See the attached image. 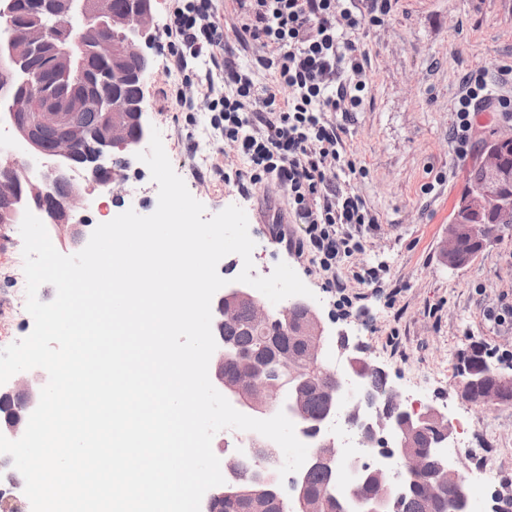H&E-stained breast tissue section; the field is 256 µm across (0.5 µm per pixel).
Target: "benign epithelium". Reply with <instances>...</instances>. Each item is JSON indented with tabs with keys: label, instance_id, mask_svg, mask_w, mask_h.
Returning a JSON list of instances; mask_svg holds the SVG:
<instances>
[{
	"label": "benign epithelium",
	"instance_id": "1",
	"mask_svg": "<svg viewBox=\"0 0 512 512\" xmlns=\"http://www.w3.org/2000/svg\"><path fill=\"white\" fill-rule=\"evenodd\" d=\"M153 2L132 0L130 12L116 14L112 0H42L21 23L13 20L10 6H0L4 31L0 40L1 81L13 82L30 53L41 48L65 60L68 69L78 74L84 72L91 53L111 62L114 88L109 102L66 80L51 92L38 76L25 74L24 90L9 98L12 128L32 154L47 158L49 164L41 179L29 178L15 158L0 167L1 224L18 223L19 204L25 200L44 214L45 226L61 240L76 249L84 248L88 221L74 223L72 219L85 206L86 196L80 184L70 177V171L79 168L95 186L110 191L118 174L113 166L114 152L134 155L149 135L144 93L129 98L123 88L132 80L143 88L151 73L148 49L154 38ZM76 13L83 15L85 26L104 28L107 34L87 43L86 30L70 23L71 15ZM88 108L94 110L91 124L81 118V111ZM499 145H512V132H498L481 157L484 180L465 202L471 211H512V197L504 192L505 184L512 183V169L503 166ZM460 238L461 230H448L443 255L450 265L460 260ZM243 304L249 307L254 324L273 321L272 312L249 285L233 281L225 285L214 300L212 333L217 349L211 357L209 373L214 385L243 414L268 419L282 410L294 425L312 434V458L326 467L327 482L320 495H309L307 476L311 467L303 469L292 480L289 501L293 512H321L325 503L336 505V512H394L416 479L429 484L425 512H441V503L451 487L456 489L451 497L454 512H466L467 495L460 488L456 472L444 461L443 448L448 445L450 430L437 409L415 412L403 403L401 391L389 384L384 385L379 397L370 393L366 378L382 369L363 356L360 348L347 344L349 337L343 332L336 338L346 341L340 348L344 366L323 367L322 350L330 339L327 323L321 312L301 297L288 300L280 315L285 319L290 312L300 315L287 334L303 342L302 357L273 341L263 356L236 352L224 343V324L236 320ZM230 360L236 368L226 377L224 365ZM313 377L319 379L324 409L311 424L304 380ZM486 377V362L478 357L476 365L468 370L464 391L477 393L482 403L505 402L502 384L512 378L503 375L501 383L496 384L485 382ZM43 386L44 374L35 368L19 373L12 386L0 388V433L9 437L24 433ZM353 396L357 401L345 408ZM341 417L360 432L366 447L377 448L382 455L394 459L399 474L359 457L341 458L335 440L324 436L331 423ZM422 436L429 437L428 447L418 449L414 442ZM241 471L240 457L224 459L225 483L211 490L207 503L210 512L215 502L226 498L245 501L250 512H263L264 501L284 496L277 469L257 470L248 489L238 487Z\"/></svg>",
	"mask_w": 512,
	"mask_h": 512
}]
</instances>
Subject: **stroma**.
Here are the masks:
<instances>
[{
  "instance_id": "35a3bbf8",
  "label": "stroma",
  "mask_w": 512,
  "mask_h": 512,
  "mask_svg": "<svg viewBox=\"0 0 512 512\" xmlns=\"http://www.w3.org/2000/svg\"><path fill=\"white\" fill-rule=\"evenodd\" d=\"M171 10V0H155L153 68L143 92L147 121L160 130L190 193L210 216L241 207L256 244L254 275L291 262L331 317L332 329L360 344L407 402L445 416L448 447L458 451L460 468L476 469L479 457L495 452L503 459L496 483L512 484V403L469 401L458 374L463 358L478 349L512 376V324L487 318L489 311L512 306V226L462 267L450 268L443 257L466 170L476 159L457 156L450 142L454 105L470 71L512 66V0H392L383 21L359 30L369 83L360 109L337 115L336 125L357 168L352 185L378 222L366 233L363 251L346 264L359 270L380 265L385 272L380 282L360 286L362 298L349 309L336 303L319 275L290 261L284 245L271 243L266 225L255 220L258 208L274 207L281 220L294 223L278 183L268 182L248 199L213 174V163L240 168L244 162L233 143L212 138L209 107L197 96L195 77L165 69L163 30ZM173 85L194 97L195 124H187L168 97ZM121 173L120 193L101 195L99 210L85 215L90 224L129 209L145 215L157 203L158 185L143 162L131 159ZM22 249L19 225H0V299L26 289Z\"/></svg>"
}]
</instances>
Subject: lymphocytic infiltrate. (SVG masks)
Returning <instances> with one entry per match:
<instances>
[{
    "label": "lymphocytic infiltrate",
    "mask_w": 512,
    "mask_h": 512,
    "mask_svg": "<svg viewBox=\"0 0 512 512\" xmlns=\"http://www.w3.org/2000/svg\"><path fill=\"white\" fill-rule=\"evenodd\" d=\"M234 36L241 49L263 48L256 63L271 76L258 84L254 72L235 62L226 48L224 16L216 0H180L165 29L172 67L203 72L210 100V126L236 143L246 170L214 166L224 182L241 192L273 179L284 189L289 211L302 226L292 235L273 224L270 235L296 258L309 261L327 288L351 306L349 282H376L370 268L343 277L341 264L362 251L365 232L377 222L354 191L356 173L347 160L332 115L356 111L363 103L366 69L350 32L364 22L382 21L391 0H236ZM452 135L466 151L478 113L512 118V96L499 94L485 69L467 74L455 107Z\"/></svg>",
    "instance_id": "obj_1"
}]
</instances>
